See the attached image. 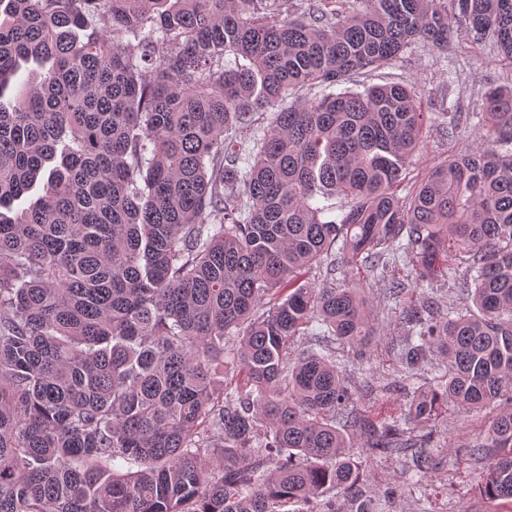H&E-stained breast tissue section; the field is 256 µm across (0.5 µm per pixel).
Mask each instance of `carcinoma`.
<instances>
[{
    "label": "carcinoma",
    "mask_w": 512,
    "mask_h": 512,
    "mask_svg": "<svg viewBox=\"0 0 512 512\" xmlns=\"http://www.w3.org/2000/svg\"><path fill=\"white\" fill-rule=\"evenodd\" d=\"M290 2L0 0V512H371L354 442L428 448L448 406L493 413L477 486L512 504V86L403 196L430 113L343 87L418 41L512 68V0ZM362 273L412 295L395 418L336 359L377 333ZM449 276L473 308L440 316Z\"/></svg>",
    "instance_id": "obj_1"
}]
</instances>
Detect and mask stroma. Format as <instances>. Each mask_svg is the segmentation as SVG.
<instances>
[{
	"label": "stroma",
	"mask_w": 512,
	"mask_h": 512,
	"mask_svg": "<svg viewBox=\"0 0 512 512\" xmlns=\"http://www.w3.org/2000/svg\"><path fill=\"white\" fill-rule=\"evenodd\" d=\"M393 76L412 87L436 121L408 168L407 180L411 183L448 153L449 144L441 137L439 124L448 121L455 111L480 115L487 87L507 81L494 55L483 46L462 40L446 52L431 50L420 42L412 44L387 67L354 77L349 87L359 91ZM404 333V325L390 319L366 350L370 367L367 380L374 388L369 410L379 419L398 416L405 407L402 397L387 391L403 377L394 353ZM491 423L492 416L485 411L465 417L451 410L442 412L430 428L444 451L421 486L416 488L411 483V456L392 452L368 458V491L378 497L389 496L384 512H504L505 503L487 499L476 487L486 457L468 450L472 437Z\"/></svg>",
	"instance_id": "35a3bbf8"
}]
</instances>
